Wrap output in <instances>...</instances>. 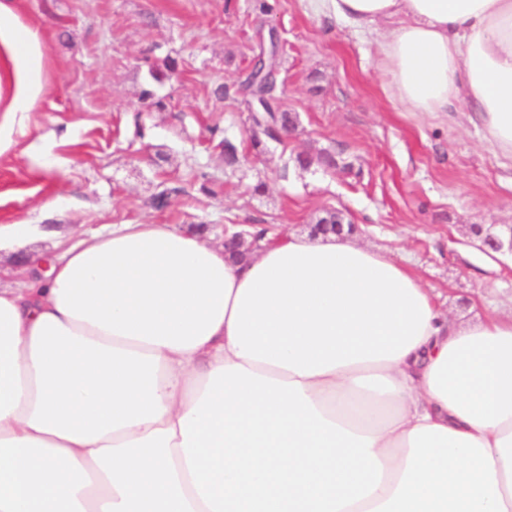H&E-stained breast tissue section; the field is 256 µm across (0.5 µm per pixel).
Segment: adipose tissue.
<instances>
[{
    "label": "adipose tissue",
    "instance_id": "ef3b65f1",
    "mask_svg": "<svg viewBox=\"0 0 512 512\" xmlns=\"http://www.w3.org/2000/svg\"><path fill=\"white\" fill-rule=\"evenodd\" d=\"M407 112L512 166V0H309ZM0 288V512H512V314L461 325L349 234L167 224Z\"/></svg>",
    "mask_w": 512,
    "mask_h": 512
}]
</instances>
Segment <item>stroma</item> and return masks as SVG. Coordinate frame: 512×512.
<instances>
[{"instance_id":"1","label":"stroma","mask_w":512,"mask_h":512,"mask_svg":"<svg viewBox=\"0 0 512 512\" xmlns=\"http://www.w3.org/2000/svg\"><path fill=\"white\" fill-rule=\"evenodd\" d=\"M40 45L43 86L25 87L0 43V224H43L55 251L113 224L255 227L308 233L326 210L360 243L388 252L434 288L456 322L493 303L512 312V256H489L472 227L512 224V169L468 123L405 112L366 44L307 0H13ZM279 39L276 94L298 128L264 152L250 143L240 84L260 41ZM237 143L224 166L220 143ZM347 165L328 169L322 152ZM312 160L300 167L299 155ZM177 188L166 208L154 197Z\"/></svg>"}]
</instances>
